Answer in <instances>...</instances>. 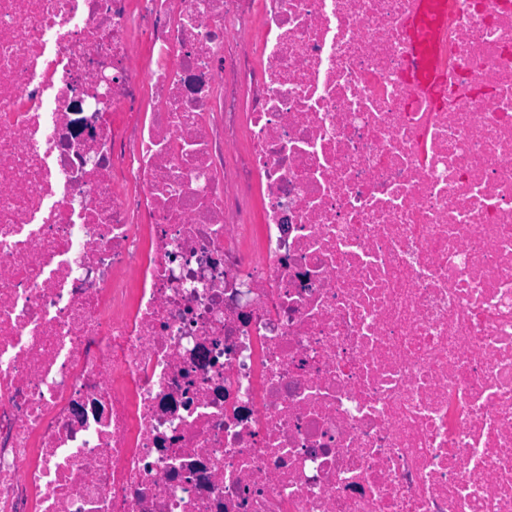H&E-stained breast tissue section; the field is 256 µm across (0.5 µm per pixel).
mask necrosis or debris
Returning <instances> with one entry per match:
<instances>
[{
	"mask_svg": "<svg viewBox=\"0 0 512 512\" xmlns=\"http://www.w3.org/2000/svg\"><path fill=\"white\" fill-rule=\"evenodd\" d=\"M419 2L0 0V512H512V0L422 94ZM441 74L434 68L429 59L418 52L410 66L409 78L417 90L434 89Z\"/></svg>",
	"mask_w": 512,
	"mask_h": 512,
	"instance_id": "obj_1",
	"label": "necrosis or debris"
}]
</instances>
